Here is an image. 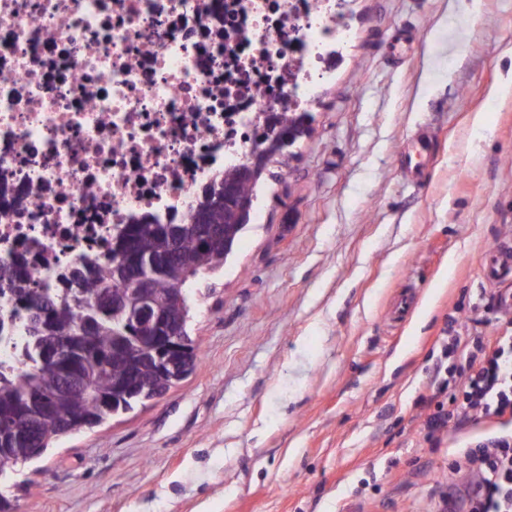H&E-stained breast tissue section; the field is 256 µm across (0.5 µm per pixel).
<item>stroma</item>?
Wrapping results in <instances>:
<instances>
[{
    "label": "stroma",
    "mask_w": 512,
    "mask_h": 512,
    "mask_svg": "<svg viewBox=\"0 0 512 512\" xmlns=\"http://www.w3.org/2000/svg\"><path fill=\"white\" fill-rule=\"evenodd\" d=\"M311 132L224 269L189 287L199 361L0 485L10 512H429L487 425L427 439L442 339L497 335L512 240V0H352ZM409 32L401 57L393 39ZM433 129L424 185L400 160ZM509 273H512V244H499L492 249L486 262L485 278L495 282Z\"/></svg>",
    "instance_id": "1"
}]
</instances>
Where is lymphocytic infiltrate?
<instances>
[{"label":"lymphocytic infiltrate","instance_id":"1","mask_svg":"<svg viewBox=\"0 0 512 512\" xmlns=\"http://www.w3.org/2000/svg\"><path fill=\"white\" fill-rule=\"evenodd\" d=\"M450 363L430 395L419 398L429 408L426 427L441 434L449 426L512 418V330L496 336L453 337L445 346ZM447 402H440V395ZM473 475L467 489L468 512H512V434L470 442L448 462L449 475Z\"/></svg>","mask_w":512,"mask_h":512}]
</instances>
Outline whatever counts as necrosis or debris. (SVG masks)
<instances>
[{
    "mask_svg": "<svg viewBox=\"0 0 512 512\" xmlns=\"http://www.w3.org/2000/svg\"><path fill=\"white\" fill-rule=\"evenodd\" d=\"M347 0H0V264L55 285L116 225L176 223L266 109L329 78Z\"/></svg>",
    "mask_w": 512,
    "mask_h": 512,
    "instance_id": "4bbe7bcc",
    "label": "necrosis or debris"
}]
</instances>
